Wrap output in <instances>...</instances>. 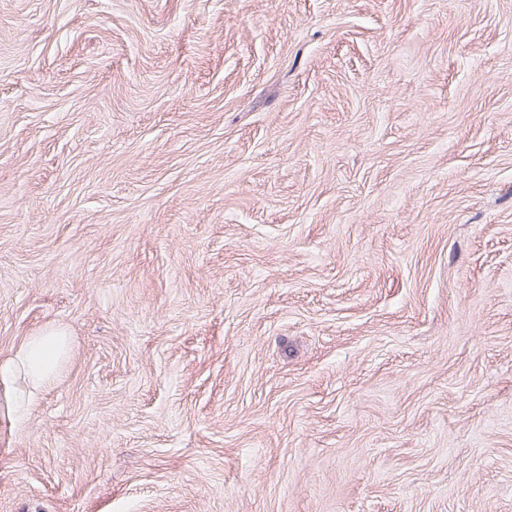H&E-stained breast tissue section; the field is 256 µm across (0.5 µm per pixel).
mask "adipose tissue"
Segmentation results:
<instances>
[{
  "instance_id": "obj_1",
  "label": "adipose tissue",
  "mask_w": 512,
  "mask_h": 512,
  "mask_svg": "<svg viewBox=\"0 0 512 512\" xmlns=\"http://www.w3.org/2000/svg\"><path fill=\"white\" fill-rule=\"evenodd\" d=\"M66 347V335L58 329L29 337L14 356L0 363V382L13 385L18 402L28 401L46 384Z\"/></svg>"
}]
</instances>
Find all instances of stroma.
I'll list each match as a JSON object with an SVG mask.
<instances>
[{"mask_svg": "<svg viewBox=\"0 0 512 512\" xmlns=\"http://www.w3.org/2000/svg\"><path fill=\"white\" fill-rule=\"evenodd\" d=\"M0 512H512V0H0ZM66 347L67 338L62 330L50 329L29 336L14 356L0 363V382L14 386L20 404L28 401L46 384Z\"/></svg>", "mask_w": 512, "mask_h": 512, "instance_id": "stroma-1", "label": "stroma"}]
</instances>
